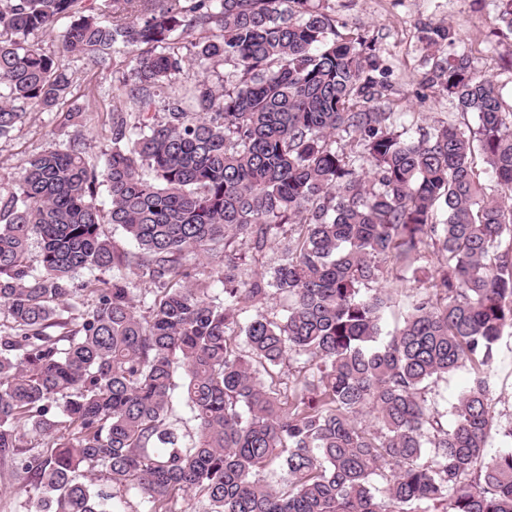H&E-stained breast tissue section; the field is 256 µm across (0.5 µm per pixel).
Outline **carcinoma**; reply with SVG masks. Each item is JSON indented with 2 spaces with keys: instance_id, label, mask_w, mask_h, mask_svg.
Segmentation results:
<instances>
[{
  "instance_id": "1",
  "label": "carcinoma",
  "mask_w": 512,
  "mask_h": 512,
  "mask_svg": "<svg viewBox=\"0 0 512 512\" xmlns=\"http://www.w3.org/2000/svg\"><path fill=\"white\" fill-rule=\"evenodd\" d=\"M494 2L512 40V0ZM65 18L64 52L129 58L136 109L113 99L110 150L75 135L0 192V461L19 491L40 512H119L129 490L146 512L190 493L203 512H512V448L488 452L512 443L492 391L512 335V103L452 26H423L421 85L478 125L411 134L376 41L311 0H0V139L72 94L38 40ZM273 244L277 264L248 271ZM200 254L224 261L218 293L192 278ZM390 276L415 294L385 335ZM271 295L278 316L259 310ZM466 367L440 409L432 384ZM272 464L278 488L257 478ZM93 472L110 489L79 480Z\"/></svg>"
}]
</instances>
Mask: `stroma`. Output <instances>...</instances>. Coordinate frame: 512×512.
<instances>
[{
    "mask_svg": "<svg viewBox=\"0 0 512 512\" xmlns=\"http://www.w3.org/2000/svg\"><path fill=\"white\" fill-rule=\"evenodd\" d=\"M338 24L374 36L383 59L394 66V109L401 125L413 128L438 122H466L476 126L475 115L452 112L448 100L436 90L420 87L429 47L422 38L426 22L446 21L462 46L473 49L480 71L496 77L504 98L512 97V40L499 41L491 33L495 15L493 0H328ZM74 78L72 96L53 112H33L14 131L0 140V181L10 182L23 162L52 143H65L69 129L60 125L64 112L80 110L90 120L81 132L92 151L111 145L112 98L118 81L111 65L100 66L82 55L66 57ZM494 415L512 419V337L497 346L494 364Z\"/></svg>",
    "mask_w": 512,
    "mask_h": 512,
    "instance_id": "1",
    "label": "stroma"
}]
</instances>
